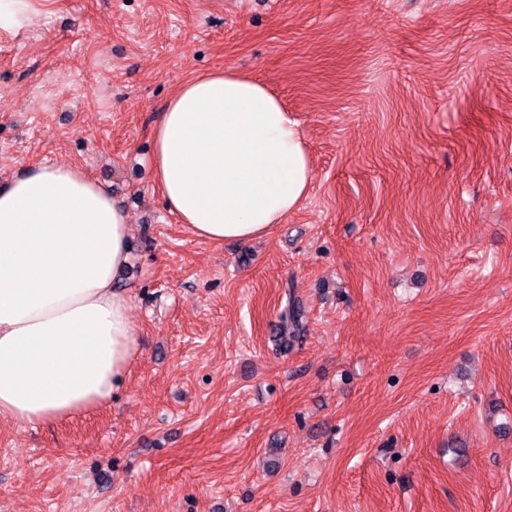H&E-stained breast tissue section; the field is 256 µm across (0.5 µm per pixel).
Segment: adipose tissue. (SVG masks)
Here are the masks:
<instances>
[{"label": "adipose tissue", "instance_id": "obj_1", "mask_svg": "<svg viewBox=\"0 0 512 512\" xmlns=\"http://www.w3.org/2000/svg\"><path fill=\"white\" fill-rule=\"evenodd\" d=\"M151 137L156 186L197 237L265 236L310 190L295 121L233 70L181 83ZM129 236L127 213L80 169L39 165L0 186V418L58 421L111 398L138 334L115 285Z\"/></svg>", "mask_w": 512, "mask_h": 512}]
</instances>
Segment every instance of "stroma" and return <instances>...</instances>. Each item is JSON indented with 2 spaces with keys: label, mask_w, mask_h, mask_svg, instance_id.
Listing matches in <instances>:
<instances>
[{
  "label": "stroma",
  "mask_w": 512,
  "mask_h": 512,
  "mask_svg": "<svg viewBox=\"0 0 512 512\" xmlns=\"http://www.w3.org/2000/svg\"><path fill=\"white\" fill-rule=\"evenodd\" d=\"M224 68L311 159L249 243L193 236L149 162ZM43 164L127 212L138 346L104 405L0 418V512H512V0H54L0 29V186ZM303 317L304 310L301 305L295 301L292 302L285 314L282 315L284 330H289V336H285L287 339L284 341L286 348H288V344L293 345V343L300 338V336L297 335L300 332Z\"/></svg>",
  "instance_id": "1"
}]
</instances>
